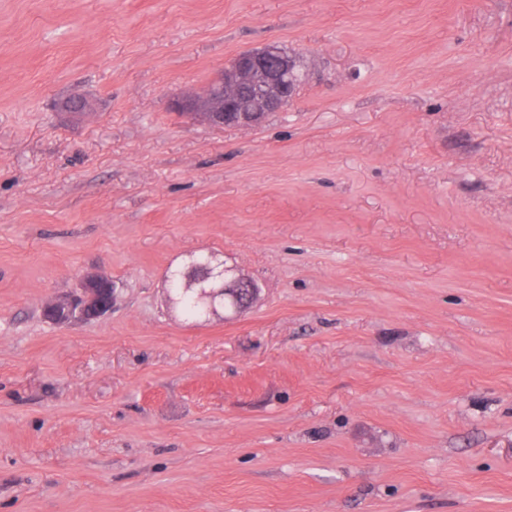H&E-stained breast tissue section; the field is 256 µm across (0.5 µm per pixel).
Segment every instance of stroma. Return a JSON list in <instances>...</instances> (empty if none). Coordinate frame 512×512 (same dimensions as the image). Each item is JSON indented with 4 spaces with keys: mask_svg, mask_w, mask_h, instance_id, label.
Here are the masks:
<instances>
[{
    "mask_svg": "<svg viewBox=\"0 0 512 512\" xmlns=\"http://www.w3.org/2000/svg\"><path fill=\"white\" fill-rule=\"evenodd\" d=\"M208 252L254 309L168 308ZM0 512H512V0H0ZM299 77L296 59L269 43L238 53L203 92L174 99L173 108L213 127L252 129L292 100ZM112 278L105 273L83 276L77 287L43 305V316L55 325L97 320L112 310Z\"/></svg>",
    "mask_w": 512,
    "mask_h": 512,
    "instance_id": "stroma-1",
    "label": "stroma"
}]
</instances>
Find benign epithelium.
Segmentation results:
<instances>
[{
    "mask_svg": "<svg viewBox=\"0 0 512 512\" xmlns=\"http://www.w3.org/2000/svg\"><path fill=\"white\" fill-rule=\"evenodd\" d=\"M299 81L296 59L275 43L238 53L230 64L201 93L185 94L173 100V108L191 119H201L213 127L256 128L263 116L282 109L292 100ZM184 290L209 300L211 310L235 302L232 311L242 314L258 300L255 284L236 274L214 254L203 261L192 256L175 270ZM249 294L238 302V292ZM112 277L105 273L83 276L77 287L43 305V316L63 326L97 320L112 311Z\"/></svg>",
    "mask_w": 512,
    "mask_h": 512,
    "instance_id": "benign-epithelium-1",
    "label": "benign epithelium"
}]
</instances>
